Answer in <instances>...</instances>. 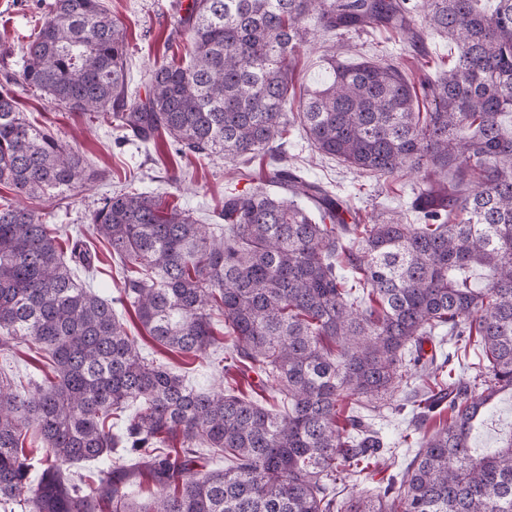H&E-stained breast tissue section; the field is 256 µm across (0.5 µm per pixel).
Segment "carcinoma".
<instances>
[{
    "mask_svg": "<svg viewBox=\"0 0 512 512\" xmlns=\"http://www.w3.org/2000/svg\"><path fill=\"white\" fill-rule=\"evenodd\" d=\"M186 66L161 64L145 101L127 107L126 46L101 0H55L24 49L19 82L70 112L115 118L141 141L168 138L180 155L236 165L272 154L297 127L312 150L379 179L420 175L407 223L398 211L360 223L346 199L283 165L224 197L217 234L192 212L138 189L102 199L93 234L123 266V295L158 344L230 360L271 384L284 410L225 389L195 390L146 360L112 301L79 282L27 207L0 205V351L29 338L54 378L0 379V505L24 512H512V436L478 454L486 407L512 392V0H192L180 19ZM386 30L418 54L425 34L456 48L423 74L428 111L395 64L325 58L299 103L295 54L319 33ZM451 174L446 183L431 171ZM84 159L32 126L0 95V184L29 199L67 198L94 180ZM439 331L477 351L478 372L454 378L452 357L423 345ZM421 418L448 401V421L415 439L401 478L341 500L336 483L364 471L384 443L350 400L402 393ZM137 406L119 429L112 411ZM40 440L41 476L28 488ZM176 440L180 447L162 450ZM205 445L224 466L207 468ZM97 461L90 482L68 466ZM152 484L140 501L135 475Z\"/></svg>",
    "mask_w": 512,
    "mask_h": 512,
    "instance_id": "obj_1",
    "label": "carcinoma"
}]
</instances>
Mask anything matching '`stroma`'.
Masks as SVG:
<instances>
[{"instance_id":"obj_1","label":"stroma","mask_w":512,"mask_h":512,"mask_svg":"<svg viewBox=\"0 0 512 512\" xmlns=\"http://www.w3.org/2000/svg\"><path fill=\"white\" fill-rule=\"evenodd\" d=\"M190 2L102 0L126 37L128 103L144 100L149 89V71L170 61L172 53L165 42L168 36L174 35L177 22L185 16ZM51 3L52 0H0V43L10 48L9 54L0 59V93L13 96L20 112L31 123L50 129L64 144L78 150L89 165L105 171L106 177L76 185L62 201L46 197L29 201V208L47 223L67 232V239L60 242L63 254L71 252V236H81L91 254V266L86 269L82 264H75L78 280L114 298L115 313L135 338L143 357L173 369L191 387L208 390L221 385L255 402L270 405L268 389L263 388L260 376L248 367H239L227 377L222 375V362L229 357V348H213L195 357L156 345L140 328L129 300L120 297L119 261L113 257L110 247L92 233V217L102 199L129 180L158 197L162 205L190 210L202 223H213L224 210V190L234 175V166L220 157H185L177 155L171 147L158 148L154 143L134 140L118 124L68 111L49 103L41 92L10 82L9 74L20 71L23 49ZM326 45L335 46L338 61L350 63L363 56L380 63H394L413 80L425 72L433 76L440 74L447 69L454 53L451 43L435 35L427 36V54L416 61L412 50L388 32L320 34L314 45L301 49L295 58L291 83L295 96H302L318 76L323 67L322 48ZM280 150L289 164L299 168L308 179L350 198L365 219L404 209L411 200V178L398 177L383 185L376 184L371 175L350 171L336 159L313 152L300 129L288 133ZM0 375L17 382L45 381L51 371L36 343L29 340L11 352L0 353ZM411 418V407L401 395L387 401L380 412L368 414V421L384 442L385 452L377 465L361 473H349L339 482L340 497L372 495L377 487L386 484L389 476L407 466L415 451L402 438L413 430Z\"/></svg>"}]
</instances>
